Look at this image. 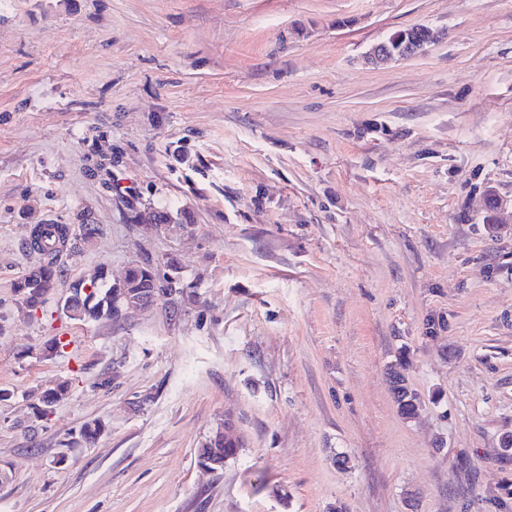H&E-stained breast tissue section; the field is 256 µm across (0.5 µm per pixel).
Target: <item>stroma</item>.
<instances>
[{
    "instance_id": "stroma-1",
    "label": "stroma",
    "mask_w": 512,
    "mask_h": 512,
    "mask_svg": "<svg viewBox=\"0 0 512 512\" xmlns=\"http://www.w3.org/2000/svg\"><path fill=\"white\" fill-rule=\"evenodd\" d=\"M414 25L443 36L364 63ZM491 194L512 201V0H0V512H512ZM39 224L101 233L30 309ZM133 263L183 292L65 316L72 281ZM226 423L241 448L208 471ZM416 43L413 40L405 50L400 48L397 51H391L384 42H378L371 46L365 57L369 63L375 60L381 64H388L396 60H410L424 55L425 51L421 47L416 46ZM399 366L398 368L396 366ZM403 368L401 361L395 366L390 367L389 376L396 380L392 382L396 386L393 389L394 399L398 405L401 414L406 418H413L417 415L419 408V396L408 386L404 375L400 369ZM69 388V382L63 381L56 387L44 391L38 398V403L33 404L32 414L37 417L47 419L49 414L53 412L56 404L68 393ZM108 423L102 419H93L84 423L76 436L72 437L66 447L68 451H75L84 445L95 443L98 438L108 429ZM240 441L227 437L219 428L210 435L199 450V462L209 470H221L224 463L234 458L240 448Z\"/></svg>"
}]
</instances>
